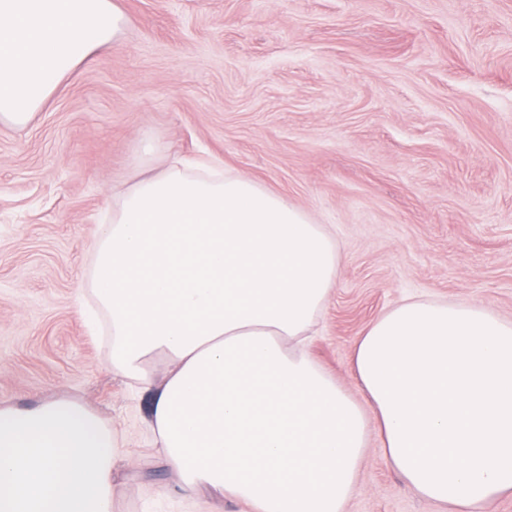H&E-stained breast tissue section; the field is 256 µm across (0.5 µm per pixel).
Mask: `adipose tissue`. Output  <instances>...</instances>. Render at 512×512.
<instances>
[{"label":"adipose tissue","instance_id":"ef3b65f1","mask_svg":"<svg viewBox=\"0 0 512 512\" xmlns=\"http://www.w3.org/2000/svg\"><path fill=\"white\" fill-rule=\"evenodd\" d=\"M124 23L115 0H0V123L27 125ZM91 252L110 367L149 393L173 492L345 512L375 433L447 512L512 494V322L487 307L411 300L377 318L354 353L357 399L305 353L339 249L252 180L213 164L143 178ZM121 459L118 435L80 401L0 405V512H115Z\"/></svg>","mask_w":512,"mask_h":512}]
</instances>
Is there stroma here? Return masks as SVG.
I'll list each match as a JSON object with an SVG mask.
<instances>
[{"mask_svg":"<svg viewBox=\"0 0 512 512\" xmlns=\"http://www.w3.org/2000/svg\"><path fill=\"white\" fill-rule=\"evenodd\" d=\"M117 44L0 123V404H87L123 441L116 512L166 493L149 399L108 366L76 289L112 190L207 155L326 225L336 285L309 356L352 396L354 350L408 300L512 320V0H115ZM346 512H441L372 437Z\"/></svg>","mask_w":512,"mask_h":512,"instance_id":"obj_1","label":"stroma"}]
</instances>
